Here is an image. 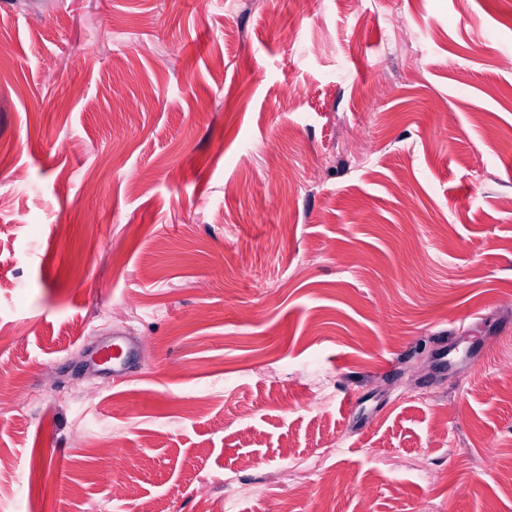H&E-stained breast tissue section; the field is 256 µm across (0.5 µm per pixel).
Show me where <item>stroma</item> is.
I'll list each match as a JSON object with an SVG mask.
<instances>
[{
    "instance_id": "35a3bbf8",
    "label": "stroma",
    "mask_w": 512,
    "mask_h": 512,
    "mask_svg": "<svg viewBox=\"0 0 512 512\" xmlns=\"http://www.w3.org/2000/svg\"><path fill=\"white\" fill-rule=\"evenodd\" d=\"M503 56L512 0H0V512H512ZM92 355L96 356L103 364L112 363V373L115 376L126 371L127 364L134 358L135 348L113 338L112 342L95 347L92 350ZM111 356L112 361L108 360Z\"/></svg>"
}]
</instances>
